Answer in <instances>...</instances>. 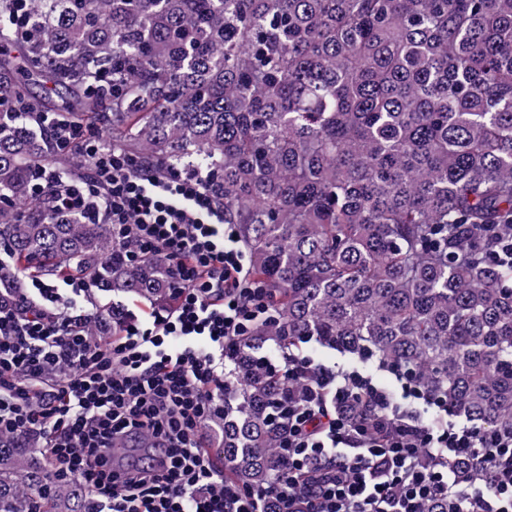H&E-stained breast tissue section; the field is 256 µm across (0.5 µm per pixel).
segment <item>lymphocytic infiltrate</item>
<instances>
[{"mask_svg":"<svg viewBox=\"0 0 512 512\" xmlns=\"http://www.w3.org/2000/svg\"><path fill=\"white\" fill-rule=\"evenodd\" d=\"M49 129L55 150L85 156L88 170L40 165L39 191L110 225L129 260L164 255L176 297L172 312H127L102 335L88 331L78 276L30 278L18 305L0 308V436L38 443L56 476L86 487L89 512H263L270 499L278 512H512V432L452 421L447 401L402 369L390 388L292 352L276 369L302 388L273 416L274 481H225L206 424L269 306L224 196L202 167L160 171L76 121ZM139 438L142 462L115 467L113 448Z\"/></svg>","mask_w":512,"mask_h":512,"instance_id":"f902f5d3","label":"lymphocytic infiltrate"}]
</instances>
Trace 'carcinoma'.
Returning a JSON list of instances; mask_svg holds the SVG:
<instances>
[{"instance_id": "obj_1", "label": "carcinoma", "mask_w": 512, "mask_h": 512, "mask_svg": "<svg viewBox=\"0 0 512 512\" xmlns=\"http://www.w3.org/2000/svg\"><path fill=\"white\" fill-rule=\"evenodd\" d=\"M28 29L0 24V304L21 273L63 270L173 302L164 256L129 261L107 225L30 201L36 164L86 169L34 122L64 95L128 156L212 170L266 288L272 317L208 422L225 478L275 473L266 416L288 383L265 345L370 353L512 431V0H38ZM51 471L1 438L0 512H86Z\"/></svg>"}]
</instances>
